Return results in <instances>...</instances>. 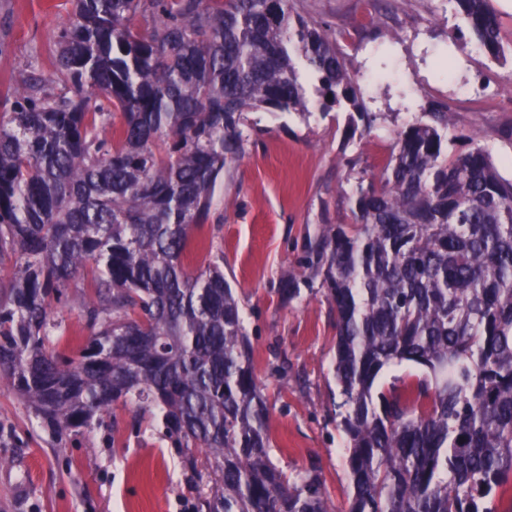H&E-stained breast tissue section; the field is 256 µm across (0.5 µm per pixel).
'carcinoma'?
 I'll list each match as a JSON object with an SVG mask.
<instances>
[{
    "instance_id": "obj_1",
    "label": "carcinoma",
    "mask_w": 512,
    "mask_h": 512,
    "mask_svg": "<svg viewBox=\"0 0 512 512\" xmlns=\"http://www.w3.org/2000/svg\"><path fill=\"white\" fill-rule=\"evenodd\" d=\"M462 47L501 62L490 0H450ZM52 69L0 88V387L52 432L115 405L159 418L207 512H335L315 463L270 459L268 405L209 221L247 114L349 113L371 131L336 36L296 0H69ZM347 209L307 241L336 328L346 512H512V178L430 104ZM195 248L214 256L192 269ZM296 269L282 293L301 294ZM91 330L59 348V309ZM404 362L421 374L395 378Z\"/></svg>"
}]
</instances>
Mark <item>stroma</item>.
<instances>
[{
  "instance_id": "stroma-1",
  "label": "stroma",
  "mask_w": 512,
  "mask_h": 512,
  "mask_svg": "<svg viewBox=\"0 0 512 512\" xmlns=\"http://www.w3.org/2000/svg\"><path fill=\"white\" fill-rule=\"evenodd\" d=\"M302 12L334 30L350 73L386 70L363 101L379 119L370 136L349 141L347 115L327 118L250 113L259 130L224 171V191L198 235L224 250L268 397L272 461L294 473L317 463L337 512L350 494L347 437L332 413L336 331L322 295L293 301L279 292L324 217L344 212L347 160L383 164L397 128L431 102L447 103L453 132L472 135L512 177V66L458 48L461 24L449 0H300ZM66 0H10L0 9V87L18 63L50 69L52 34ZM135 406L101 415L91 431L56 435L0 389V512H198L205 486L182 449L162 438ZM123 430L112 443V427Z\"/></svg>"
}]
</instances>
